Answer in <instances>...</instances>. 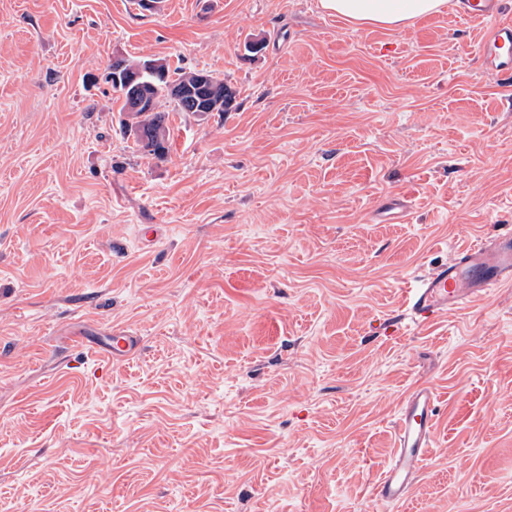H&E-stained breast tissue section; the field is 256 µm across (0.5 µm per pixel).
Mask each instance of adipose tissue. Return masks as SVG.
Wrapping results in <instances>:
<instances>
[{
	"label": "adipose tissue",
	"instance_id": "1",
	"mask_svg": "<svg viewBox=\"0 0 512 512\" xmlns=\"http://www.w3.org/2000/svg\"><path fill=\"white\" fill-rule=\"evenodd\" d=\"M448 0H322L325 9L357 24L398 28L441 12Z\"/></svg>",
	"mask_w": 512,
	"mask_h": 512
}]
</instances>
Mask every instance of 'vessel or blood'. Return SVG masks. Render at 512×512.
I'll return each mask as SVG.
<instances>
[{
  "label": "vessel or blood",
  "mask_w": 512,
  "mask_h": 512,
  "mask_svg": "<svg viewBox=\"0 0 512 512\" xmlns=\"http://www.w3.org/2000/svg\"><path fill=\"white\" fill-rule=\"evenodd\" d=\"M459 12L484 26L479 50L487 71H512V19L506 17L502 0H460ZM506 284H512V230L462 246L448 262L408 278L400 318L407 326L420 327L459 314ZM138 348V337L125 333L88 346L91 353L116 358L128 357ZM436 402V389L428 383L414 386L403 399L394 423L393 456L375 489L381 502L403 503L419 478L435 441Z\"/></svg>",
  "instance_id": "obj_1"
}]
</instances>
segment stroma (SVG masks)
<instances>
[{"mask_svg": "<svg viewBox=\"0 0 512 512\" xmlns=\"http://www.w3.org/2000/svg\"><path fill=\"white\" fill-rule=\"evenodd\" d=\"M454 7L0 0V512H512V286L422 331L404 277L512 228V72ZM230 112L133 150L113 58ZM161 237L142 245L144 228ZM140 336L133 359L85 340ZM436 442L386 506L407 392ZM447 0H323L322 6L359 25L398 28L440 13Z\"/></svg>", "mask_w": 512, "mask_h": 512, "instance_id": "35a3bbf8", "label": "stroma"}]
</instances>
